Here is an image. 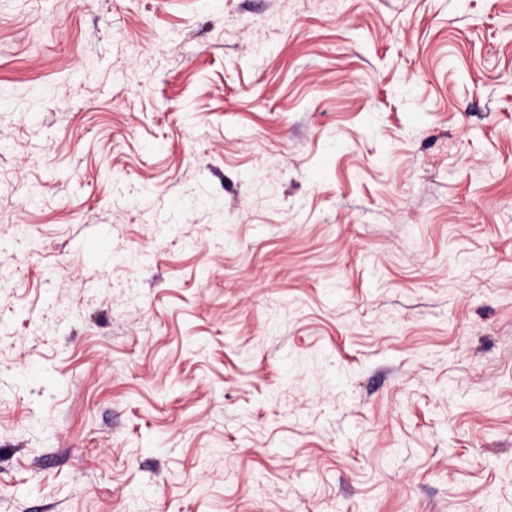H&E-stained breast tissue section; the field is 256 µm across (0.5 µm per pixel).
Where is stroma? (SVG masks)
I'll use <instances>...</instances> for the list:
<instances>
[{
  "label": "stroma",
  "instance_id": "stroma-1",
  "mask_svg": "<svg viewBox=\"0 0 512 512\" xmlns=\"http://www.w3.org/2000/svg\"><path fill=\"white\" fill-rule=\"evenodd\" d=\"M0 512H512V0H0Z\"/></svg>",
  "mask_w": 512,
  "mask_h": 512
}]
</instances>
